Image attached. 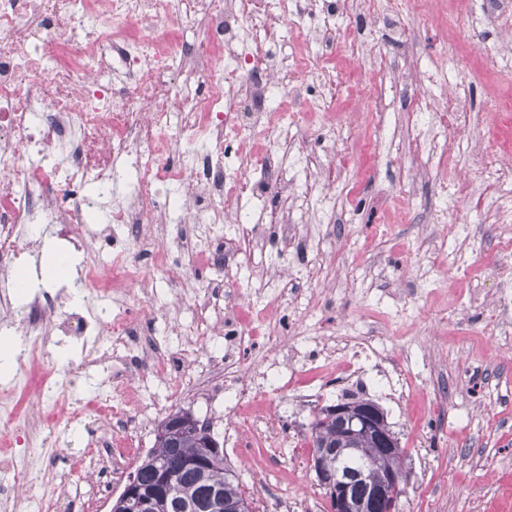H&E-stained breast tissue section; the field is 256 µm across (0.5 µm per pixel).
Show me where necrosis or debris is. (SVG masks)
Here are the masks:
<instances>
[{
	"instance_id": "necrosis-or-debris-1",
	"label": "necrosis or debris",
	"mask_w": 512,
	"mask_h": 512,
	"mask_svg": "<svg viewBox=\"0 0 512 512\" xmlns=\"http://www.w3.org/2000/svg\"><path fill=\"white\" fill-rule=\"evenodd\" d=\"M406 18L404 0L383 12L376 0H0V335L30 338L18 364L44 357L52 334L107 336L105 357L124 368L116 384L164 378L172 395L183 392L192 359L161 346L131 307L156 298L143 254L172 286L187 278L182 253L220 270L192 292V314L211 345L240 347L239 296L225 273L294 235L283 212L260 226L240 200L287 198L314 168L308 153L282 152L294 123L284 100L318 110L340 87L312 88L310 75L337 51H358L377 25L404 50ZM287 20L305 30V53L279 41ZM228 209L232 242L192 246ZM51 224L85 256L73 283L83 307L63 322L59 295L35 293L21 316L12 303L20 258ZM79 410L116 434L149 425L108 394ZM15 502L58 509L38 476L0 488V512Z\"/></svg>"
}]
</instances>
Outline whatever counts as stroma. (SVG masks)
<instances>
[{"label": "stroma", "mask_w": 512, "mask_h": 512, "mask_svg": "<svg viewBox=\"0 0 512 512\" xmlns=\"http://www.w3.org/2000/svg\"><path fill=\"white\" fill-rule=\"evenodd\" d=\"M406 28L420 76L384 87L383 125L351 87L331 111L306 113L288 142L320 168L335 154L351 163L331 182L311 180L295 199L296 239L287 253L267 251L263 265L303 292L283 297L263 336L232 355L251 408L268 411L280 443L238 446L226 432L227 407L201 388L174 401L162 384L148 389L154 421L185 409L211 422L255 512H275L286 497L298 512H327L310 469L309 424L346 390L384 409L406 451L410 484L400 512H512V196L495 190L485 158L487 144L499 145L495 167L512 178V112L499 109L512 100V32L480 19L469 0H446L438 17L411 16ZM407 91L427 104L458 94L467 118H449L444 130L413 121ZM446 149L452 159L436 179H416ZM371 324L398 365L411 368V382L387 363L357 378L325 367L327 341L351 352ZM285 347L298 350L296 364L283 360ZM48 351L35 379L57 389L78 371L81 385L68 399L42 401L49 417L34 422L31 436L0 421V441L36 468L56 459L57 489L95 484L79 512H110L139 461L98 476L83 455L97 445L92 420L67 415L111 382L114 364H83L71 337Z\"/></svg>", "instance_id": "stroma-1"}]
</instances>
